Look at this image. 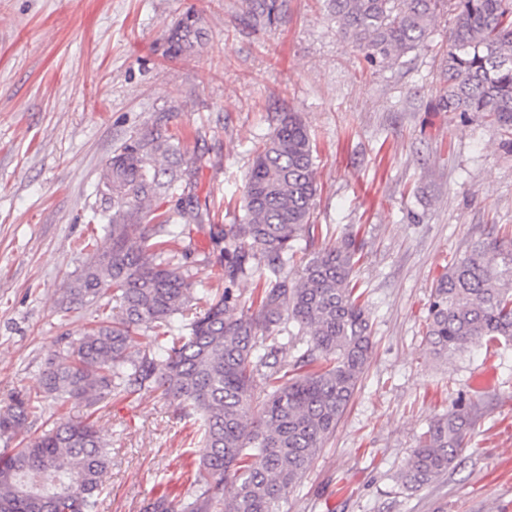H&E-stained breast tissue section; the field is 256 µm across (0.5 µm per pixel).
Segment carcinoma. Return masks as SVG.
<instances>
[{"instance_id": "obj_1", "label": "carcinoma", "mask_w": 512, "mask_h": 512, "mask_svg": "<svg viewBox=\"0 0 512 512\" xmlns=\"http://www.w3.org/2000/svg\"><path fill=\"white\" fill-rule=\"evenodd\" d=\"M340 35L368 65L397 63L423 43L438 15H451L446 82L439 106L467 118L482 114L512 152V0H324ZM253 26L276 28L285 0H243ZM207 41L188 11L166 32L171 59L197 55ZM158 112L103 167L98 191L112 201L104 235L66 289L60 312L93 307L95 325L66 343L40 374L43 396L94 406L116 389L159 390L197 415L193 500L166 494L146 512H279L347 410L371 351L369 314L355 279L364 242L345 232L309 251L318 186L315 140L295 112H284L255 150L241 191L239 222L224 225V289L203 290V313L184 321L194 285L168 249L209 218L194 193L201 158L188 157ZM183 224H152L170 198ZM259 286L250 302L237 285ZM110 298L118 312H100ZM153 330L161 341L134 351L132 339ZM303 347L288 356V338ZM428 354L445 358L486 339L512 344V237L471 244L436 281L425 322ZM266 380L263 398L254 394ZM40 397L19 393L0 409V439L20 434ZM472 411L429 424L399 472L417 491L451 469L466 447ZM112 448L96 425L59 419L42 435L0 456V512H95Z\"/></svg>"}]
</instances>
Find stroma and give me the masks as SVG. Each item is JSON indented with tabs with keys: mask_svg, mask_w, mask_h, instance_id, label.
<instances>
[{
	"mask_svg": "<svg viewBox=\"0 0 512 512\" xmlns=\"http://www.w3.org/2000/svg\"><path fill=\"white\" fill-rule=\"evenodd\" d=\"M261 30L241 0H0V407L38 392L62 336L79 337L89 308L60 315L86 261L80 244L109 204L102 167L157 112L191 154L204 155L186 264L198 289L224 285L212 238L235 223L238 188L280 113H298L317 144L315 223L365 241L356 275L373 346L358 388L279 512H512V346L473 343L426 356L432 286L452 258L492 229L512 228V153L481 115L435 110L448 16L391 67L365 68L322 0H286ZM208 40L171 59L164 35L186 10ZM475 414L456 468L416 492L398 472L418 435L456 408ZM93 417L112 448L97 512H143L161 492L185 495L193 440L160 391L113 392L96 413L46 398L19 436L60 416Z\"/></svg>",
	"mask_w": 512,
	"mask_h": 512,
	"instance_id": "stroma-1",
	"label": "stroma"
}]
</instances>
